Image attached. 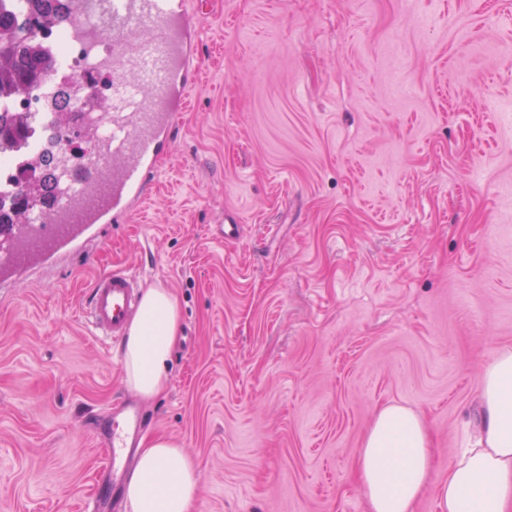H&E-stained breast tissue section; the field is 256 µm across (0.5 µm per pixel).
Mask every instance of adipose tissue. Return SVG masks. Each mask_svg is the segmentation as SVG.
<instances>
[{"mask_svg":"<svg viewBox=\"0 0 512 512\" xmlns=\"http://www.w3.org/2000/svg\"><path fill=\"white\" fill-rule=\"evenodd\" d=\"M179 324L178 301L169 290L143 293L122 343V363L125 384L144 398L157 397L167 385ZM479 399L474 447L463 449L436 483L421 417L398 405L379 411L357 457L369 512H411L428 488L440 512H512L511 349L498 351L486 363ZM197 471L196 460L177 441L148 440L125 486L132 512H192Z\"/></svg>","mask_w":512,"mask_h":512,"instance_id":"1","label":"adipose tissue"}]
</instances>
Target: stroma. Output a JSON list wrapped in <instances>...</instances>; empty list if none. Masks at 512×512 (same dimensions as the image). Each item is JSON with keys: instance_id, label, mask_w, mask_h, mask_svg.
I'll return each instance as SVG.
<instances>
[{"instance_id": "stroma-1", "label": "stroma", "mask_w": 512, "mask_h": 512, "mask_svg": "<svg viewBox=\"0 0 512 512\" xmlns=\"http://www.w3.org/2000/svg\"><path fill=\"white\" fill-rule=\"evenodd\" d=\"M185 9L203 73L149 198L0 277V512H82L129 401L197 460L196 512H368L379 410L442 479L512 349V0ZM118 267L180 307L150 401L80 320Z\"/></svg>"}]
</instances>
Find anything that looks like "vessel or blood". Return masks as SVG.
<instances>
[{"label": "vessel or blood", "instance_id": "1", "mask_svg": "<svg viewBox=\"0 0 512 512\" xmlns=\"http://www.w3.org/2000/svg\"><path fill=\"white\" fill-rule=\"evenodd\" d=\"M78 7L87 16L112 20V59L119 65L112 138L96 147L93 186L53 208L37 231L0 244V255L13 267L59 250L85 226L118 221L132 201L146 197L169 146L175 114L186 106L197 76L196 49L180 0H80ZM144 23L152 27L147 38L140 29ZM139 302L137 276L115 269L96 279L83 316L106 342L125 334ZM141 428L140 409L129 402L117 426L99 433L100 469L112 484L100 486L89 503L91 512H104L110 489L120 488Z\"/></svg>", "mask_w": 512, "mask_h": 512}]
</instances>
